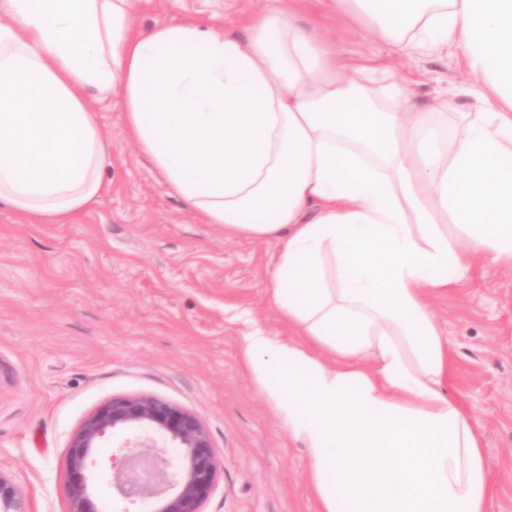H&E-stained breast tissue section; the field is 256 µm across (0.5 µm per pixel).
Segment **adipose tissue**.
<instances>
[{"instance_id": "1", "label": "adipose tissue", "mask_w": 512, "mask_h": 512, "mask_svg": "<svg viewBox=\"0 0 512 512\" xmlns=\"http://www.w3.org/2000/svg\"><path fill=\"white\" fill-rule=\"evenodd\" d=\"M321 3L400 51L462 45L477 111L376 99L288 0L244 38L137 30L134 0H0V202L54 221L95 202L109 144L85 92L119 97L200 223L283 242L272 298L293 334L252 329L243 355L306 449L318 512H487L483 435L431 301L476 261L512 268V0Z\"/></svg>"}]
</instances>
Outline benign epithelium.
I'll list each match as a JSON object with an SVG mask.
<instances>
[{"mask_svg": "<svg viewBox=\"0 0 512 512\" xmlns=\"http://www.w3.org/2000/svg\"><path fill=\"white\" fill-rule=\"evenodd\" d=\"M136 436L112 456L113 487L123 498L154 500L151 512H202L221 463L198 416L171 402L148 396L117 395L93 412L68 445V512H102L85 474L93 449L114 432ZM182 449L167 456L158 438ZM0 512H29L20 490L0 475Z\"/></svg>", "mask_w": 512, "mask_h": 512, "instance_id": "1", "label": "benign epithelium"}]
</instances>
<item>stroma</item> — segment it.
<instances>
[{"label": "stroma", "instance_id": "obj_1", "mask_svg": "<svg viewBox=\"0 0 512 512\" xmlns=\"http://www.w3.org/2000/svg\"><path fill=\"white\" fill-rule=\"evenodd\" d=\"M262 5L138 0L137 14L145 30L198 20L243 37ZM340 53L419 108L476 109L459 45L391 52L353 19ZM89 103L110 144L101 197L61 222L0 205V474L30 512H67L71 435L112 396H150L195 413L211 437L222 468L203 512H318L305 450L242 356L251 326L288 334L270 292L280 240L228 239L198 223L128 141L116 99ZM432 308L457 365L452 392L482 426L489 512H512V271L477 263ZM124 438L97 449L90 487L103 512H147L112 486Z\"/></svg>", "mask_w": 512, "mask_h": 512}]
</instances>
